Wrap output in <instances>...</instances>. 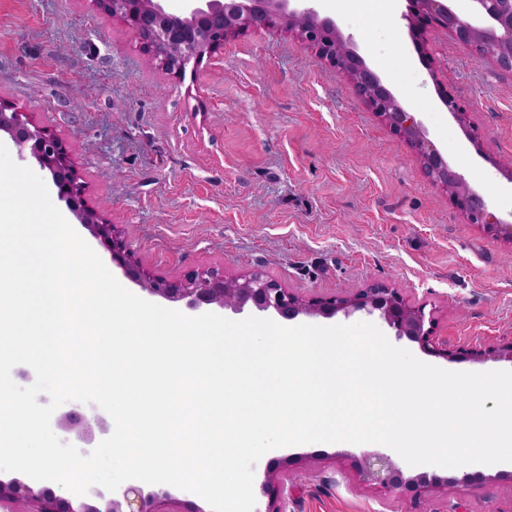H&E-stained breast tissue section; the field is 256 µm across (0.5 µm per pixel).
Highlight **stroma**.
I'll return each mask as SVG.
<instances>
[{"instance_id": "stroma-1", "label": "stroma", "mask_w": 512, "mask_h": 512, "mask_svg": "<svg viewBox=\"0 0 512 512\" xmlns=\"http://www.w3.org/2000/svg\"><path fill=\"white\" fill-rule=\"evenodd\" d=\"M367 63L390 82L488 210L512 213L494 161H512V76L431 29L437 75L399 44L401 19L368 27L352 0H318ZM464 100L462 130L440 101ZM0 101L33 114L71 152L89 204L127 233L150 274L258 272L302 295L374 284L425 305L449 348L512 341V239L469 223L348 80L280 31H249L184 81L92 0H0ZM477 143H470L468 133ZM358 447L279 448L286 512H410L409 497L361 485ZM512 462L455 468L449 503L512 512ZM481 474L483 483L465 482Z\"/></svg>"}]
</instances>
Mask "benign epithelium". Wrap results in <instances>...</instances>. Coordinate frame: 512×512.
<instances>
[{"label":"benign epithelium","instance_id":"obj_1","mask_svg":"<svg viewBox=\"0 0 512 512\" xmlns=\"http://www.w3.org/2000/svg\"><path fill=\"white\" fill-rule=\"evenodd\" d=\"M96 8L119 18L139 39L143 48L174 79L181 82L186 72L196 71L202 62L224 49V43L249 30L287 29L307 45L336 72L345 76L355 92L375 112L390 132L407 140L414 148L426 174L443 187L453 204L473 224L501 230L512 239V220H501L488 211L482 194L470 189L463 175L451 167L426 129L406 111L397 96L387 89L382 77L361 56L351 39L343 36L336 23L320 16L316 0H186L185 14L174 18L163 0H92ZM477 14L487 18L490 28L477 26L453 11L447 0H405L401 19L418 47L419 59L429 72L433 62L421 50L425 33L435 27L448 31L452 38L482 48L494 46L483 59L512 75V0H472ZM437 94L463 129L468 130L467 105L437 85ZM6 133L17 149L18 157L47 172L59 201L78 219L109 254L112 264L143 292L190 310L217 307L233 314L275 315L285 320L300 316L332 317L338 313L349 318L355 314L376 316L399 339L419 345L425 353L449 361L489 359L512 362V341L484 348L448 349L433 336L432 318L424 305L406 302L393 288L376 285L358 293L331 297H300L277 282L253 273L243 278H227L217 270L190 271L177 280L156 277L133 260L126 235L118 233L99 212L89 206L84 187L77 177L69 147L48 127L37 124L30 113L0 102V133ZM83 404L73 402L61 410L52 425L64 444L89 454L94 442L92 424L100 423L95 407L81 411ZM360 481L384 496H411L415 510L434 489L457 483L427 472L406 474L392 457L382 452H367L354 458ZM267 499L263 512H283L285 486L280 471L270 467L260 485ZM85 502L73 506L72 500L50 487L33 486L14 479L0 481V503L22 501L25 512H162L158 504L169 498L166 492L144 491L130 484L122 492L106 497L93 486L82 495Z\"/></svg>","mask_w":512,"mask_h":512}]
</instances>
